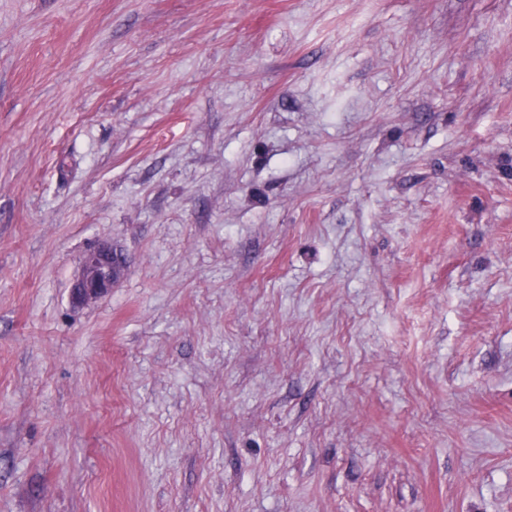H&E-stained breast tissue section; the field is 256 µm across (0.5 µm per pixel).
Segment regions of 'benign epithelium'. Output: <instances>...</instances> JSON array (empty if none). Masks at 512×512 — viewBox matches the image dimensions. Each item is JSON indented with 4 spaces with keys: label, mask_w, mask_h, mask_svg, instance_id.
Here are the masks:
<instances>
[{
    "label": "benign epithelium",
    "mask_w": 512,
    "mask_h": 512,
    "mask_svg": "<svg viewBox=\"0 0 512 512\" xmlns=\"http://www.w3.org/2000/svg\"><path fill=\"white\" fill-rule=\"evenodd\" d=\"M121 263L122 255L107 245L90 249L83 256L80 273L72 288V302L83 305L108 294L121 275L118 268Z\"/></svg>",
    "instance_id": "1"
}]
</instances>
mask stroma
I'll return each instance as SVG.
<instances>
[{
    "mask_svg": "<svg viewBox=\"0 0 512 512\" xmlns=\"http://www.w3.org/2000/svg\"><path fill=\"white\" fill-rule=\"evenodd\" d=\"M0 512H512V0H0ZM122 263V255L112 247L99 245L90 249L83 256L80 273L72 288V302L83 305L108 294L122 272L116 265Z\"/></svg>",
    "mask_w": 512,
    "mask_h": 512,
    "instance_id": "35a3bbf8",
    "label": "stroma"
}]
</instances>
